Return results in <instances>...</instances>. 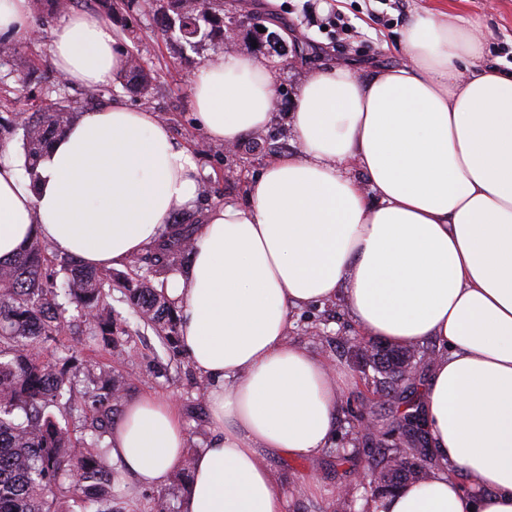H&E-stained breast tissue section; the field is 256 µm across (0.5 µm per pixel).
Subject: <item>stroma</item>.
Wrapping results in <instances>:
<instances>
[{"instance_id":"obj_1","label":"stroma","mask_w":512,"mask_h":512,"mask_svg":"<svg viewBox=\"0 0 512 512\" xmlns=\"http://www.w3.org/2000/svg\"><path fill=\"white\" fill-rule=\"evenodd\" d=\"M224 0V11L243 21L227 37L202 25L195 45H186L178 32L165 28L161 8L123 12L111 25L119 33L124 52H139L153 61L154 80L148 91L112 82L101 100L86 96V88L64 84L53 64L51 32L58 17L48 0H30L32 16L40 23L39 37L13 43L12 54L0 68V113L45 112L59 98L72 101L77 112L121 103L156 113L178 143L195 149L205 170L208 204L244 201L249 177L257 175L275 156L296 151L297 142L287 116L309 70L351 64L361 79L377 69L399 66L404 61L401 37L411 17L447 9L479 20L488 58L512 65V0ZM235 50L263 62L278 86V106L271 124L260 133L244 136L234 151L207 142L190 100L189 79L207 59L223 52L225 41ZM361 333L340 304L309 307L291 318V341L325 358L351 382L339 403L334 438L319 456L297 460L273 459L277 476L297 486L304 477L316 476L324 489L319 497H290L287 512H359L361 500L370 494V483L360 481L371 471L382 452L411 446L399 428L404 414L397 401L377 393L374 371L356 340ZM60 346L76 347L85 368L70 402L72 424L81 422L80 392L101 368L122 373L130 382L126 398L154 393L171 398L178 406L189 437L190 449L204 447L210 437L207 423L192 419L191 410L203 379L191 363L169 361L162 342L152 330L130 336L128 352L120 359L102 346L64 333ZM371 417V429H362L360 415Z\"/></svg>"}]
</instances>
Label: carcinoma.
<instances>
[{"label":"carcinoma","mask_w":512,"mask_h":512,"mask_svg":"<svg viewBox=\"0 0 512 512\" xmlns=\"http://www.w3.org/2000/svg\"><path fill=\"white\" fill-rule=\"evenodd\" d=\"M221 0H168L181 39L191 45L201 30L200 22L237 25L230 14L216 17ZM124 76L142 90L151 87L153 76L147 59L128 55ZM77 119L65 104L41 112L32 120L16 114L0 116V145L22 131L25 169L33 174L47 148L59 133ZM192 229L185 221L175 223L168 240L132 257V277H115L109 269L88 268L78 258L48 256L43 241L35 236L20 247L14 259L0 263V512H69V502L79 499L94 506V512H123L114 487L119 473L112 463L105 437L113 429L128 379L104 371L82 395L83 429L88 437L73 436L50 408H61L65 386L82 371L77 352L63 349L54 360L43 362L38 351L57 343L66 331L100 339L120 358L126 348L119 336L126 333L114 317L112 289L120 292L135 324L160 337L170 361L182 356L178 341L177 309L159 291L163 284L151 282L152 275H168L188 262L192 253ZM64 273L57 280L55 267ZM80 313L72 322L68 307ZM386 357L387 382L380 391L397 393L399 363L407 352L382 344ZM414 459L394 454L378 467L382 483L398 487L409 482Z\"/></svg>","instance_id":"carcinoma-1"}]
</instances>
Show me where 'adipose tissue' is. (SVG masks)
<instances>
[{"mask_svg": "<svg viewBox=\"0 0 512 512\" xmlns=\"http://www.w3.org/2000/svg\"><path fill=\"white\" fill-rule=\"evenodd\" d=\"M34 30L28 0H0V35ZM51 47L63 78L89 87L125 60L111 24L88 14L62 15ZM402 49L404 63L367 81L348 65L310 70L289 114L297 151L250 178L246 202L211 208L189 265L166 279L207 382L211 438L189 452L175 403L147 393L108 443L139 486H166L190 460L181 512H285L270 459L321 453L348 386L289 340L290 318L338 301L364 335L441 348L423 403L432 469L366 512H512V71L487 60L479 21L448 11L415 15ZM190 90L209 142L235 146L273 118L272 75L234 48ZM203 177L156 113L86 111L35 175L0 148V262L35 234L57 254L127 267L195 207Z\"/></svg>", "mask_w": 512, "mask_h": 512, "instance_id": "obj_1", "label": "adipose tissue"}]
</instances>
